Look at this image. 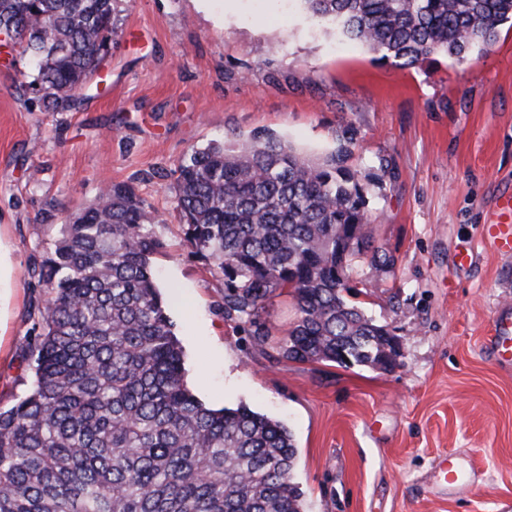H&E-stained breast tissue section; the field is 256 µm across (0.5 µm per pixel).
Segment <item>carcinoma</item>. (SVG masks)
Instances as JSON below:
<instances>
[{
  "mask_svg": "<svg viewBox=\"0 0 512 512\" xmlns=\"http://www.w3.org/2000/svg\"><path fill=\"white\" fill-rule=\"evenodd\" d=\"M313 19L406 68L488 49L512 0H300ZM116 0H0L33 62V107H71L117 35ZM351 150L311 162L275 135L191 151L175 209L195 253L224 277V319L257 345L276 294L298 317L278 347L297 362L375 368L384 325L344 292L365 265L385 274ZM135 188L114 183L32 256L41 294L23 358L29 389L0 407V512H303L297 448L245 405L206 407L156 286L161 244Z\"/></svg>",
  "mask_w": 512,
  "mask_h": 512,
  "instance_id": "cac0c4a2",
  "label": "carcinoma"
}]
</instances>
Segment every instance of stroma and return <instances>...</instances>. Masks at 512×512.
<instances>
[{
    "label": "stroma",
    "instance_id": "1",
    "mask_svg": "<svg viewBox=\"0 0 512 512\" xmlns=\"http://www.w3.org/2000/svg\"><path fill=\"white\" fill-rule=\"evenodd\" d=\"M115 8L116 42L65 111L34 109L29 56L0 52V404L31 383L32 254L65 215L126 182L155 216V276L189 388L291 431L304 512H512V366L489 347L495 312L512 309V257L484 232L512 186V24L482 54L402 68L312 23L300 0ZM256 131L312 161L349 143L394 265L347 298L400 338L393 370L276 359L297 318L287 297L262 312L264 345L225 321L223 277L185 240L172 171ZM445 454L473 468L471 487L433 488Z\"/></svg>",
    "mask_w": 512,
    "mask_h": 512
}]
</instances>
